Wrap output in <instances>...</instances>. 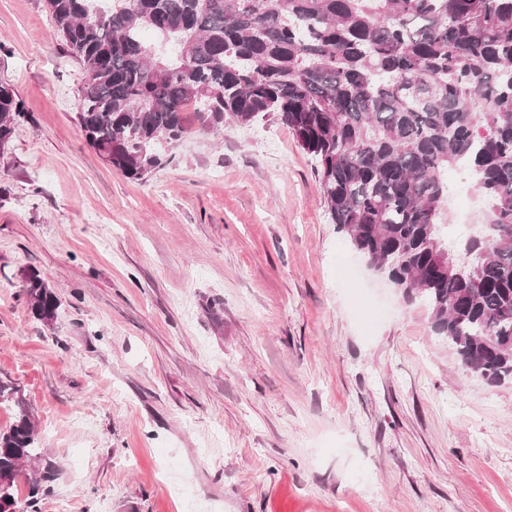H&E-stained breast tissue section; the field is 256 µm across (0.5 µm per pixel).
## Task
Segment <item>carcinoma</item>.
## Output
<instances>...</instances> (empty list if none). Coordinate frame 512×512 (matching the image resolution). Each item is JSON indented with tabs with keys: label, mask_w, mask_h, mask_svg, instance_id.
<instances>
[{
	"label": "carcinoma",
	"mask_w": 512,
	"mask_h": 512,
	"mask_svg": "<svg viewBox=\"0 0 512 512\" xmlns=\"http://www.w3.org/2000/svg\"><path fill=\"white\" fill-rule=\"evenodd\" d=\"M83 80L76 120L112 169L142 180L188 134L286 126L316 160L337 231L408 301L467 378L512 382V0H44ZM150 31L155 40H144ZM22 103L0 85V144ZM487 201L479 231L448 244V168ZM50 326L60 301L41 275L23 288ZM0 431V512H17L24 466L40 458L20 389ZM59 471L29 481L36 502Z\"/></svg>",
	"instance_id": "carcinoma-1"
}]
</instances>
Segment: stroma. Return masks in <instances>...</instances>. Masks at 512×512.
I'll return each instance as SVG.
<instances>
[{"label":"stroma","instance_id":"stroma-1","mask_svg":"<svg viewBox=\"0 0 512 512\" xmlns=\"http://www.w3.org/2000/svg\"><path fill=\"white\" fill-rule=\"evenodd\" d=\"M79 63L42 0H0V382L60 474L20 512H512V382L463 376L426 309L336 230L314 162L270 120L188 114L132 181L75 120ZM461 243L478 195L448 172ZM38 270L61 305L36 320ZM24 116L22 103L14 90L0 85V144L7 145L14 133L19 119Z\"/></svg>","mask_w":512,"mask_h":512}]
</instances>
